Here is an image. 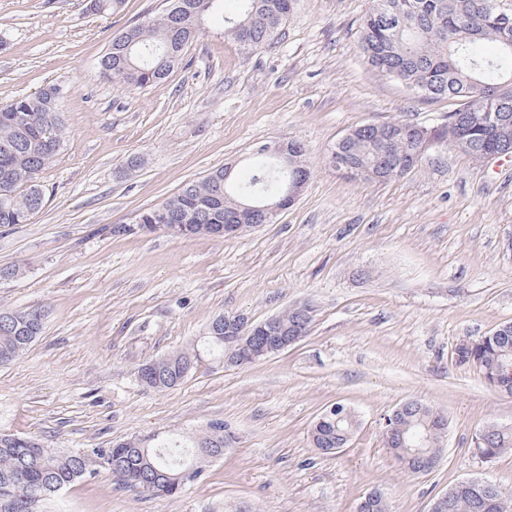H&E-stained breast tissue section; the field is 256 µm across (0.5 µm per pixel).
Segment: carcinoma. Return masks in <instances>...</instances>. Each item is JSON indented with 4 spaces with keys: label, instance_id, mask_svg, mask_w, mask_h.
Segmentation results:
<instances>
[{
    "label": "carcinoma",
    "instance_id": "cac0c4a2",
    "mask_svg": "<svg viewBox=\"0 0 512 512\" xmlns=\"http://www.w3.org/2000/svg\"><path fill=\"white\" fill-rule=\"evenodd\" d=\"M221 0H170L163 13L117 35L101 59L102 70L133 88L165 81L179 66L185 50L200 37L208 17ZM236 14L224 17L227 32L245 49L255 51L271 41L288 20L295 0H238ZM490 0H373L361 25L363 57L378 75L394 80L411 95L425 100H448V118L472 113L476 83L492 90L512 80V25L505 27L486 12ZM63 90L49 85L32 96L0 104V226L26 224L44 203L40 173L60 151L65 125L58 111ZM482 108L504 114L506 123L486 130L469 118L463 124L473 144L469 155L479 161L499 142H512V99L481 100ZM397 120L372 125L344 144L353 163L369 169L404 160L414 167L421 161L420 143ZM254 164L243 179L224 182V169L186 184L180 192L141 215L154 211L205 212L210 224H253L261 220L240 218L241 206L257 201L272 204L285 194L293 171L278 157L257 151ZM12 324L0 326V365L24 353L39 337L43 323L31 330V311L11 310ZM457 363L479 361L483 376L493 379L512 364V324L493 333L461 343L455 349ZM198 362L195 348L174 352L157 360L158 376L146 385L166 390L186 378L188 362ZM400 419L408 430L433 432L429 452L440 455V443L448 430V418L430 405ZM357 421L354 412L341 407L336 428L311 430L316 448L332 431L347 432ZM475 439V453L489 461L512 447V431L490 425ZM33 438L0 432V500L12 497L25 505L23 512H39L41 502L57 496L85 476L78 465L81 453L60 454L40 448L37 464L27 467ZM208 442L224 448V422H209L205 431L184 443L169 436L150 434L135 438L130 448H105L97 456L125 486L139 488L154 497H173L202 477L205 460L196 457L197 446ZM452 512H512L500 488L489 481L478 485L458 483L448 490Z\"/></svg>",
    "mask_w": 512,
    "mask_h": 512
}]
</instances>
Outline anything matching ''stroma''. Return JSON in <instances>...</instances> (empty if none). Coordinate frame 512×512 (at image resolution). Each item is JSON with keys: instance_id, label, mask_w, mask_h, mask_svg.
I'll use <instances>...</instances> for the list:
<instances>
[{"instance_id": "stroma-1", "label": "stroma", "mask_w": 512, "mask_h": 512, "mask_svg": "<svg viewBox=\"0 0 512 512\" xmlns=\"http://www.w3.org/2000/svg\"><path fill=\"white\" fill-rule=\"evenodd\" d=\"M167 0H0V102L61 86L62 148L26 224L0 226V309L38 310L44 329L0 365V431L91 454L149 432L194 436L223 421L232 439L172 498L123 487L104 464L46 512H356L372 489L391 512H430L471 478L512 497V448L479 459L484 427L512 426V395L456 362L460 343L512 323V159L478 161L429 140L402 177L351 178L331 161L363 123L448 122L447 101L409 95L372 72L360 25L372 0H297L281 33L245 50L210 17L164 82L132 89L101 74L122 31ZM300 140L311 176L274 223L230 238L112 235L187 183L258 143ZM308 300L309 335L244 368L205 360L178 387L144 386L146 362L195 345L221 314L254 322ZM448 418L441 459L413 475L382 437L403 402ZM359 426L347 447L314 448L335 404Z\"/></svg>"}]
</instances>
